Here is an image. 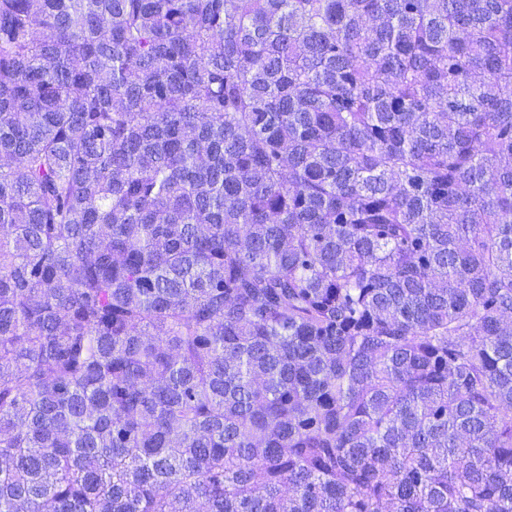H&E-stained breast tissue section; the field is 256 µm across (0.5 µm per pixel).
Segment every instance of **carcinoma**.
<instances>
[{
  "mask_svg": "<svg viewBox=\"0 0 512 512\" xmlns=\"http://www.w3.org/2000/svg\"><path fill=\"white\" fill-rule=\"evenodd\" d=\"M0 512H512V0H0Z\"/></svg>",
  "mask_w": 512,
  "mask_h": 512,
  "instance_id": "cac0c4a2",
  "label": "carcinoma"
}]
</instances>
